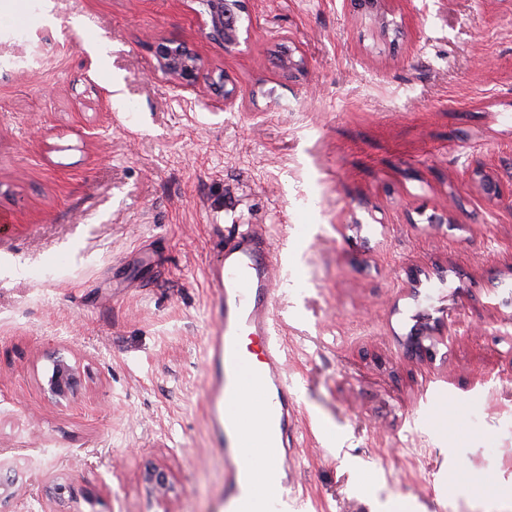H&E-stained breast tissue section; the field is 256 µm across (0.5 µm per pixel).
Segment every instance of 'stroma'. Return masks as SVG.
I'll return each mask as SVG.
<instances>
[{"instance_id": "1", "label": "stroma", "mask_w": 512, "mask_h": 512, "mask_svg": "<svg viewBox=\"0 0 512 512\" xmlns=\"http://www.w3.org/2000/svg\"><path fill=\"white\" fill-rule=\"evenodd\" d=\"M0 0L5 512H217L203 406L222 233L264 225L310 512H512V0ZM188 43L234 108L155 72ZM297 47L307 71L270 54ZM83 377L43 389L51 353ZM175 477L166 504L146 468ZM492 476L490 495L475 488ZM76 496L47 500L52 482ZM206 5L207 19L203 28L208 29L209 37L225 48L235 47L239 43L238 4L234 0H202ZM389 0H362L357 1L355 4H363L364 7H367L374 13V20L379 25L377 27V31L379 34L387 39L391 40L393 34L390 30L391 21L388 20L387 15L390 14L389 9L386 7V2ZM475 176L478 177L479 182L483 188V191L491 198L508 201H512V181L508 185H502L496 183L497 180L493 179L489 175L483 172L482 169H476L474 172Z\"/></svg>"}]
</instances>
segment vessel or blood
I'll return each instance as SVG.
<instances>
[{"instance_id":"obj_1","label":"vessel or blood","mask_w":512,"mask_h":512,"mask_svg":"<svg viewBox=\"0 0 512 512\" xmlns=\"http://www.w3.org/2000/svg\"><path fill=\"white\" fill-rule=\"evenodd\" d=\"M220 250L221 262L206 274L217 316L202 353L204 407L224 451L220 512H288L292 495L281 461L289 452L293 400L270 336L274 254L262 227L227 236ZM246 333L261 342L259 363L240 347ZM248 394L255 403L247 410L239 401Z\"/></svg>"}]
</instances>
